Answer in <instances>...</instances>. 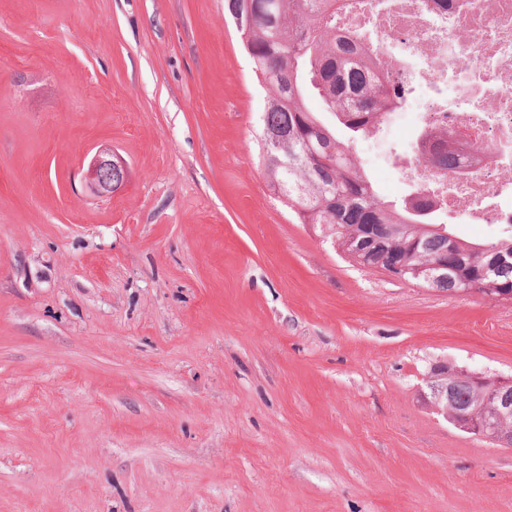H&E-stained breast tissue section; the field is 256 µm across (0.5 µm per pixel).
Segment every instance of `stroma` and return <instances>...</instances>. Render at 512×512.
<instances>
[{
  "instance_id": "obj_1",
  "label": "stroma",
  "mask_w": 512,
  "mask_h": 512,
  "mask_svg": "<svg viewBox=\"0 0 512 512\" xmlns=\"http://www.w3.org/2000/svg\"><path fill=\"white\" fill-rule=\"evenodd\" d=\"M264 100L224 0H0V512H512V448L421 398L512 376V303L295 223ZM408 138L352 147L391 199ZM120 170L121 174L125 175L124 166L121 161L112 159V149L106 144L97 146L94 154L88 158L86 157L81 167V184L83 185V192L86 193L88 186L96 187L100 190V197H112V191L120 188L119 175L115 174L114 183L116 186L112 188L113 174ZM432 367L431 372L436 380L433 381V379L427 376V386L432 381L433 383L445 382L446 384L441 383L437 386L430 384L429 387L433 394L439 397L448 395V400L446 398L440 399V404L443 407H447L448 405V410H443L438 405H433L436 413L443 415L451 424L468 435L485 439V441L495 447L511 448V440L508 443H502L492 437H482L470 430L468 425L469 417H488L492 416L494 413L492 404L485 399L481 389L472 380L470 375L471 371L463 370L451 364H441L436 371L432 369ZM432 392L429 390L428 393V399L431 405L434 401L439 400L437 396H432Z\"/></svg>"
}]
</instances>
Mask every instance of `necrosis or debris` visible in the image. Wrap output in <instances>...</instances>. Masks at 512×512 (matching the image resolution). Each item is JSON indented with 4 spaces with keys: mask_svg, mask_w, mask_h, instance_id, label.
<instances>
[{
    "mask_svg": "<svg viewBox=\"0 0 512 512\" xmlns=\"http://www.w3.org/2000/svg\"><path fill=\"white\" fill-rule=\"evenodd\" d=\"M336 30L371 40L384 72L421 92L417 125L461 133L441 179L426 158L402 167L404 190L444 200L465 224L512 223V0H469L446 10L437 0H364Z\"/></svg>",
    "mask_w": 512,
    "mask_h": 512,
    "instance_id": "obj_1",
    "label": "necrosis or debris"
}]
</instances>
